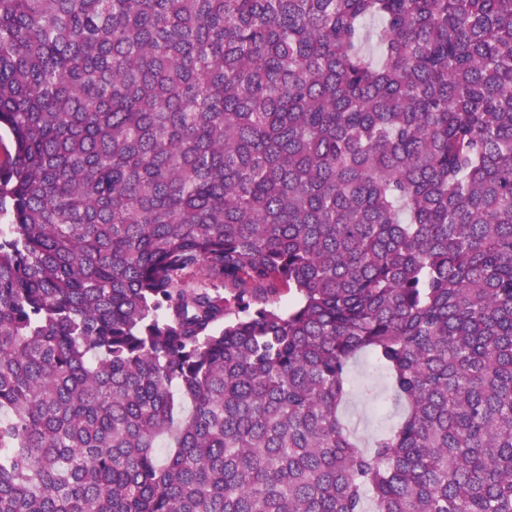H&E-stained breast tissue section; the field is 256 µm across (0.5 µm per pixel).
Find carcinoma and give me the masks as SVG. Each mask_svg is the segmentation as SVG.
<instances>
[{"instance_id":"carcinoma-1","label":"carcinoma","mask_w":512,"mask_h":512,"mask_svg":"<svg viewBox=\"0 0 512 512\" xmlns=\"http://www.w3.org/2000/svg\"><path fill=\"white\" fill-rule=\"evenodd\" d=\"M0 129V512H512V0H0ZM376 385L378 388L384 386L378 370L366 358H360L351 367L348 375L350 395L346 411L358 423L359 435L363 441L377 430L373 399Z\"/></svg>"}]
</instances>
